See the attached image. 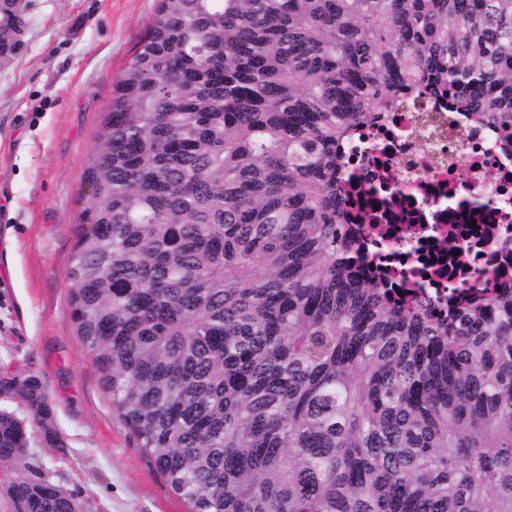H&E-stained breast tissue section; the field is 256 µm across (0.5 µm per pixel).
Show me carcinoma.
Instances as JSON below:
<instances>
[{
	"label": "carcinoma",
	"instance_id": "carcinoma-1",
	"mask_svg": "<svg viewBox=\"0 0 512 512\" xmlns=\"http://www.w3.org/2000/svg\"><path fill=\"white\" fill-rule=\"evenodd\" d=\"M422 91L512 147V0H160L101 116L68 280L188 512H512V285L398 295L358 255L370 217L347 222L343 146ZM29 444L0 417L12 512H75Z\"/></svg>",
	"mask_w": 512,
	"mask_h": 512
}]
</instances>
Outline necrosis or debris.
Listing matches in <instances>:
<instances>
[{"mask_svg":"<svg viewBox=\"0 0 512 512\" xmlns=\"http://www.w3.org/2000/svg\"><path fill=\"white\" fill-rule=\"evenodd\" d=\"M499 139L425 95L381 113L345 148L349 211L374 217L360 248L387 262L395 287L443 299L512 284V154Z\"/></svg>","mask_w":512,"mask_h":512,"instance_id":"obj_1","label":"necrosis or debris"}]
</instances>
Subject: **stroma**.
<instances>
[{"mask_svg":"<svg viewBox=\"0 0 512 512\" xmlns=\"http://www.w3.org/2000/svg\"><path fill=\"white\" fill-rule=\"evenodd\" d=\"M158 6L28 0L20 44L0 59V369L42 378L63 444L32 439L26 461L83 512H186L102 387L67 277L100 115Z\"/></svg>","mask_w":512,"mask_h":512,"instance_id":"35a3bbf8","label":"stroma"}]
</instances>
